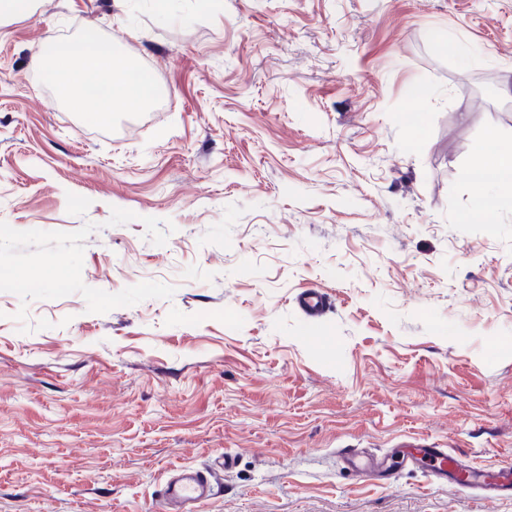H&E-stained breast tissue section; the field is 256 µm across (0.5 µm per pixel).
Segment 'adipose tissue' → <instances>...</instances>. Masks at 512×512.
I'll return each mask as SVG.
<instances>
[{"label":"adipose tissue","instance_id":"1","mask_svg":"<svg viewBox=\"0 0 512 512\" xmlns=\"http://www.w3.org/2000/svg\"><path fill=\"white\" fill-rule=\"evenodd\" d=\"M43 49L59 85L71 92L72 106L96 122H110L113 112L123 107L149 105L159 92L152 75L116 53L111 42H53ZM468 176L481 206L498 204L500 191L512 188V151L479 147Z\"/></svg>","mask_w":512,"mask_h":512}]
</instances>
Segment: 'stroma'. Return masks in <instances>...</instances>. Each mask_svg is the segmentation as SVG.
<instances>
[{
  "instance_id": "35a3bbf8",
  "label": "stroma",
  "mask_w": 512,
  "mask_h": 512,
  "mask_svg": "<svg viewBox=\"0 0 512 512\" xmlns=\"http://www.w3.org/2000/svg\"><path fill=\"white\" fill-rule=\"evenodd\" d=\"M88 31L163 111L60 98L40 49ZM507 81L512 0L1 22L0 512H164L184 466L216 470L201 512H512L426 461L345 458L421 441L512 470V208L468 188L489 134L512 149Z\"/></svg>"
}]
</instances>
